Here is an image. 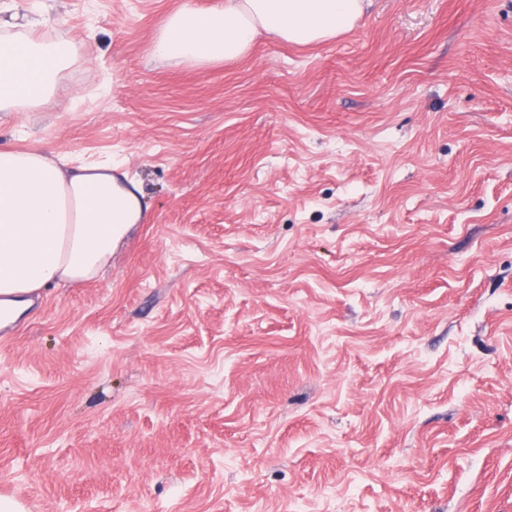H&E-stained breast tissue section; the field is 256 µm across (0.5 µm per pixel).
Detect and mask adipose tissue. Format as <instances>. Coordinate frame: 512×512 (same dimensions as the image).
<instances>
[{
  "instance_id": "1",
  "label": "adipose tissue",
  "mask_w": 512,
  "mask_h": 512,
  "mask_svg": "<svg viewBox=\"0 0 512 512\" xmlns=\"http://www.w3.org/2000/svg\"><path fill=\"white\" fill-rule=\"evenodd\" d=\"M365 0H192L172 13L150 47L171 65L241 59L267 37L298 46L336 39L363 16ZM71 61L64 42L0 36V112L45 102ZM138 182L107 162L72 166L39 153L0 148V296L101 274L134 225L147 221Z\"/></svg>"
}]
</instances>
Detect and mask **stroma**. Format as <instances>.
Masks as SVG:
<instances>
[{
	"mask_svg": "<svg viewBox=\"0 0 512 512\" xmlns=\"http://www.w3.org/2000/svg\"><path fill=\"white\" fill-rule=\"evenodd\" d=\"M183 0H25L63 39L0 146L112 160L149 221L0 345L25 512H512V0H369L231 63Z\"/></svg>",
	"mask_w": 512,
	"mask_h": 512,
	"instance_id": "stroma-1",
	"label": "stroma"
}]
</instances>
